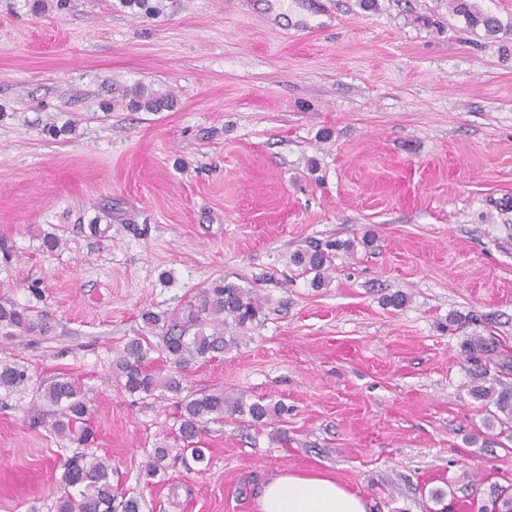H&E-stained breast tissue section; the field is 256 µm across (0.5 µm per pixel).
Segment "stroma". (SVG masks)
I'll return each instance as SVG.
<instances>
[{"mask_svg": "<svg viewBox=\"0 0 512 512\" xmlns=\"http://www.w3.org/2000/svg\"><path fill=\"white\" fill-rule=\"evenodd\" d=\"M148 4L0 0V303L53 317L49 335L0 339L32 377L0 393V512H53L76 447L31 415L61 372L143 512H257L275 471L330 475L367 512H479L512 490V422L469 395L463 348L490 335L512 356V35L467 30L448 0ZM323 5L333 27L302 30ZM135 85L175 107H111ZM367 233L326 286L291 261ZM219 277L263 312L187 388L289 413L225 417L204 463L148 478L176 409L128 395L112 362L144 309ZM398 290L407 307L385 306ZM454 314L478 321L452 331Z\"/></svg>", "mask_w": 512, "mask_h": 512, "instance_id": "stroma-1", "label": "stroma"}]
</instances>
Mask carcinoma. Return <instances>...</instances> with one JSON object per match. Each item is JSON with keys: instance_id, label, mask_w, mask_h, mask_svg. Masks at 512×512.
<instances>
[{"instance_id": "cac0c4a2", "label": "carcinoma", "mask_w": 512, "mask_h": 512, "mask_svg": "<svg viewBox=\"0 0 512 512\" xmlns=\"http://www.w3.org/2000/svg\"><path fill=\"white\" fill-rule=\"evenodd\" d=\"M452 15L464 19L467 29L484 30L488 36L512 32V24L484 11L477 0H448ZM113 105L133 111L161 112L174 106L172 95L145 87L127 88ZM373 239L338 241L298 250L292 262L307 272L317 274L316 285L331 266V251L356 253L357 246L369 248ZM262 303L258 294L222 278L201 287L181 307L171 313H156L149 309L141 314L146 328L161 331V346L147 336L128 340L112 362V373L121 388L131 395L160 398L170 394L176 399L179 427L174 444L154 449L146 475L155 476L160 470L191 457L205 462L201 437L207 425L224 423V415L247 416L253 424L264 425L288 414L283 402L258 398L250 403L222 391L188 392L184 386L187 371L200 360L213 359L224 353L232 340L224 336L227 327L244 330L258 320ZM53 329L52 316L45 310L14 303H0V335L6 339L26 340L46 336ZM495 338L475 335L466 342L469 360L476 368L471 372L469 394L487 401L505 420H512V360L496 362L497 377L488 379L487 362L496 352ZM159 351L168 369L153 368L151 353ZM30 380L28 367L18 361H0V391L22 390ZM40 404L33 424L46 426L61 439L85 445L93 439L88 424L89 406L82 384L68 374H58L41 387ZM492 512H512V494L507 490H491ZM139 497L122 493L112 485V464L84 451L76 452L62 464L60 490L54 500L55 512H141Z\"/></svg>"}]
</instances>
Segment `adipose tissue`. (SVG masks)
<instances>
[{"instance_id":"1","label":"adipose tissue","mask_w":512,"mask_h":512,"mask_svg":"<svg viewBox=\"0 0 512 512\" xmlns=\"http://www.w3.org/2000/svg\"><path fill=\"white\" fill-rule=\"evenodd\" d=\"M258 512H366L364 499L324 474L276 472L260 485Z\"/></svg>"}]
</instances>
